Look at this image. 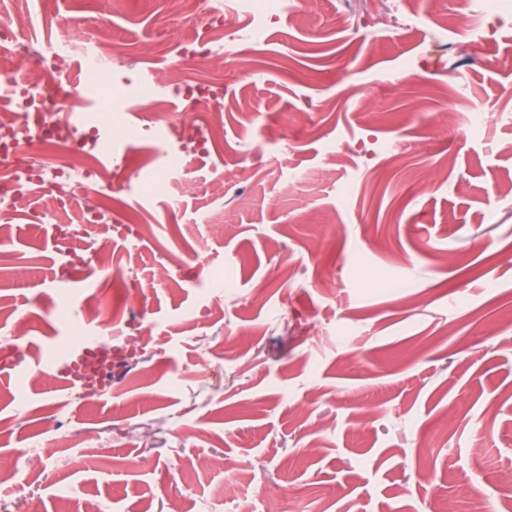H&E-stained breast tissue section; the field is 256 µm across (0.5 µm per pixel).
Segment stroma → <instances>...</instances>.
Segmentation results:
<instances>
[{"label":"stroma","mask_w":512,"mask_h":512,"mask_svg":"<svg viewBox=\"0 0 512 512\" xmlns=\"http://www.w3.org/2000/svg\"><path fill=\"white\" fill-rule=\"evenodd\" d=\"M205 7L209 59L170 50L179 0H0L18 39L75 42L28 80L77 85L100 45L119 101L71 102L108 222L41 187L0 207V343L25 322L28 361L0 377V512H235L229 483L409 512L427 482L512 512V0H290L259 41L243 0ZM87 323L131 358L77 398L44 359ZM96 185L98 187L99 201L96 206L85 205L84 220L86 223L96 224L104 218L109 209L102 203L103 200L112 198V172L104 165L94 171Z\"/></svg>","instance_id":"1"}]
</instances>
